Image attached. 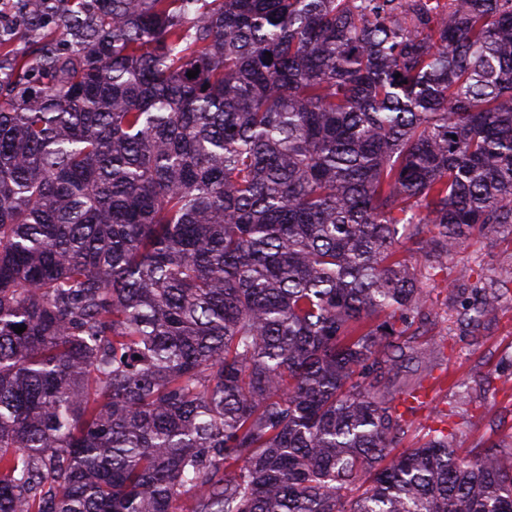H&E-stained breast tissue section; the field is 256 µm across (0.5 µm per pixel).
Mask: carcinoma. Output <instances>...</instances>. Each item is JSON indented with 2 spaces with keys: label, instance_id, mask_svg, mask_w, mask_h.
Here are the masks:
<instances>
[{
  "label": "carcinoma",
  "instance_id": "obj_1",
  "mask_svg": "<svg viewBox=\"0 0 512 512\" xmlns=\"http://www.w3.org/2000/svg\"><path fill=\"white\" fill-rule=\"evenodd\" d=\"M104 2L0 78V512H512L416 342L512 224V0ZM481 264L484 272L490 274L501 266L512 265V227L504 229L493 238L475 232L471 238L448 257V268L453 273L448 276V295L452 287L454 272L462 266Z\"/></svg>",
  "mask_w": 512,
  "mask_h": 512
}]
</instances>
